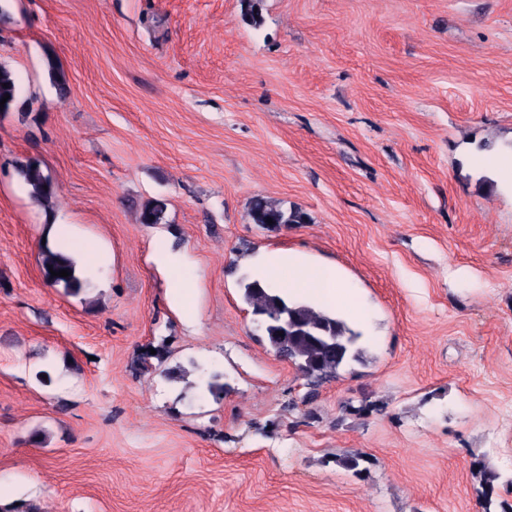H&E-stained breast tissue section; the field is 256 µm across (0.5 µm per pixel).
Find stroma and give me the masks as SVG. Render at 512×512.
I'll return each mask as SVG.
<instances>
[{
  "instance_id": "35a3bbf8",
  "label": "stroma",
  "mask_w": 512,
  "mask_h": 512,
  "mask_svg": "<svg viewBox=\"0 0 512 512\" xmlns=\"http://www.w3.org/2000/svg\"><path fill=\"white\" fill-rule=\"evenodd\" d=\"M0 64L1 508L483 512L482 462L512 504V0H0ZM277 250L366 309L310 404L238 289ZM3 83H7V87H3ZM6 94H9V98L4 107H0V112H9L19 104L16 77L10 69L0 65V101ZM20 172L29 187L31 197L42 204H49L54 197L51 177L45 174L36 162L25 164ZM44 186H47V189H44ZM248 215L252 223L260 225L305 224L308 215L298 208L285 209L274 200L265 197H256L250 202ZM272 219L273 224L267 223ZM49 267L53 271L66 269L70 273L68 277L51 276ZM42 271L45 280L53 286H61L68 293H79L83 288V280L77 270L74 259L62 250H54L46 246L42 252Z\"/></svg>"
}]
</instances>
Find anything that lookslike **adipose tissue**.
<instances>
[{
	"label": "adipose tissue",
	"mask_w": 512,
	"mask_h": 512,
	"mask_svg": "<svg viewBox=\"0 0 512 512\" xmlns=\"http://www.w3.org/2000/svg\"><path fill=\"white\" fill-rule=\"evenodd\" d=\"M261 268L267 276L280 281L288 295L347 314L358 315L364 311L349 282L334 266L308 262L288 250L266 256Z\"/></svg>",
	"instance_id": "obj_1"
}]
</instances>
